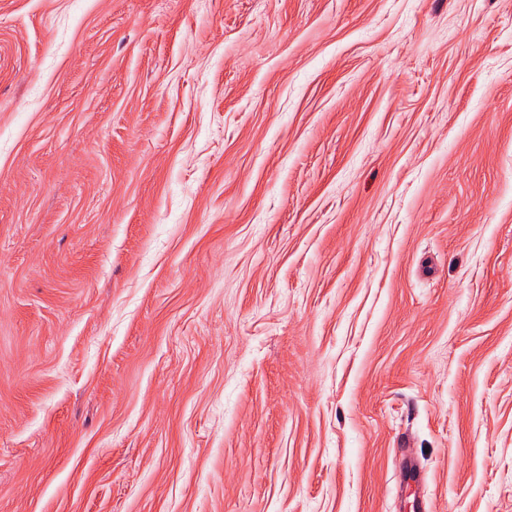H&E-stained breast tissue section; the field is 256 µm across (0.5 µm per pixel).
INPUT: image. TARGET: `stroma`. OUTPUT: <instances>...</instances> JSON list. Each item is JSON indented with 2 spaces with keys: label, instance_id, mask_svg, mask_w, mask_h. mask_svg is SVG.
I'll return each instance as SVG.
<instances>
[{
  "label": "stroma",
  "instance_id": "obj_1",
  "mask_svg": "<svg viewBox=\"0 0 512 512\" xmlns=\"http://www.w3.org/2000/svg\"><path fill=\"white\" fill-rule=\"evenodd\" d=\"M416 499L512 512V0H0V512Z\"/></svg>",
  "mask_w": 512,
  "mask_h": 512
}]
</instances>
